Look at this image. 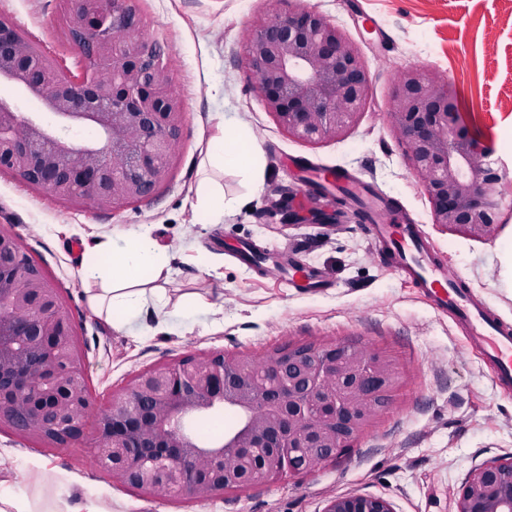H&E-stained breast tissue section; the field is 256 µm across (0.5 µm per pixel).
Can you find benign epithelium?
Returning <instances> with one entry per match:
<instances>
[{
  "mask_svg": "<svg viewBox=\"0 0 512 512\" xmlns=\"http://www.w3.org/2000/svg\"><path fill=\"white\" fill-rule=\"evenodd\" d=\"M270 2L246 45L254 92L289 136L342 137L366 104L364 59L314 8ZM140 24L135 0H68L73 72L0 15V87L57 119L46 125L0 95V171L58 200L112 211L167 181L183 106L164 50L141 36ZM389 115L424 175L433 222L476 238L495 235L502 225L491 152L460 125L446 81L427 68L405 70ZM74 125L98 138L74 143ZM395 383L391 361L364 346L301 343L259 359L213 352L158 363L97 406L57 288L0 227V428L49 448L89 441L112 478L154 497L207 500L335 461L388 403ZM220 413L231 418L224 435L194 430L196 420ZM455 504L456 512H512V455L472 469ZM324 512L395 509L382 496L350 494L330 499Z\"/></svg>",
  "mask_w": 512,
  "mask_h": 512,
  "instance_id": "7a95c632",
  "label": "benign epithelium"
}]
</instances>
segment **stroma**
Wrapping results in <instances>:
<instances>
[{
    "label": "stroma",
    "instance_id": "obj_1",
    "mask_svg": "<svg viewBox=\"0 0 512 512\" xmlns=\"http://www.w3.org/2000/svg\"><path fill=\"white\" fill-rule=\"evenodd\" d=\"M306 0L335 22L368 68L367 104L340 139L289 137L252 89L244 48L267 0H140L142 35L165 48L183 124L168 181L151 198L117 210L64 203L18 176L0 173V227L16 234L53 281L75 326L92 398L104 402L137 372L188 354L262 357L291 343H346L381 352L398 382L346 457L315 471L210 500L158 499L112 479L89 448H47L0 430V479H10L36 512H67L91 497L99 512H323L338 495L365 493L396 512H454V494L476 465L512 454V385L469 346L464 328L435 309L385 263L361 220L299 223L281 200L336 211L335 194L311 187L289 158L334 168L369 184L396 216L417 224L437 259L512 327V0ZM63 0H0V15L73 66L63 38ZM436 71L462 124L492 151L503 191L502 231L475 239L434 224L422 178L394 132L390 101L399 74ZM245 127L259 147L264 178L210 164L220 133ZM209 179L225 199H245L209 223L195 207ZM149 229L170 260L167 328H113L87 304L81 270L86 243L111 247L123 230ZM288 257L319 273L321 292L286 286L278 265L251 271L233 256L240 243Z\"/></svg>",
    "mask_w": 512,
    "mask_h": 512
}]
</instances>
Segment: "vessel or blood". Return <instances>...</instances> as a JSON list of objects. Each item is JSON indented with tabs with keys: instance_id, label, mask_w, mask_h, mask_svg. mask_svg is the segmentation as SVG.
Here are the masks:
<instances>
[{
	"instance_id": "obj_1",
	"label": "vessel or blood",
	"mask_w": 512,
	"mask_h": 512,
	"mask_svg": "<svg viewBox=\"0 0 512 512\" xmlns=\"http://www.w3.org/2000/svg\"><path fill=\"white\" fill-rule=\"evenodd\" d=\"M312 179L327 188L349 190L360 200L369 215L364 227L380 252L390 257L398 271L434 308L447 312L465 326L469 342L493 364L497 381L505 386L512 384V328L500 323L488 307L436 262L417 226L393 222L386 203L366 183L348 180L330 170L313 172ZM282 279L295 288L323 285L315 272L296 267L284 270Z\"/></svg>"
}]
</instances>
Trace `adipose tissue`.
I'll return each instance as SVG.
<instances>
[{
	"mask_svg": "<svg viewBox=\"0 0 512 512\" xmlns=\"http://www.w3.org/2000/svg\"><path fill=\"white\" fill-rule=\"evenodd\" d=\"M124 239L125 246L114 249L107 261L90 262L82 270L84 279L102 284L101 292L89 296L90 308L105 313L120 328L161 314L163 295L159 289H147L144 274L158 276L167 268L148 230L127 231Z\"/></svg>",
	"mask_w": 512,
	"mask_h": 512,
	"instance_id": "ef3b65f1",
	"label": "adipose tissue"
}]
</instances>
